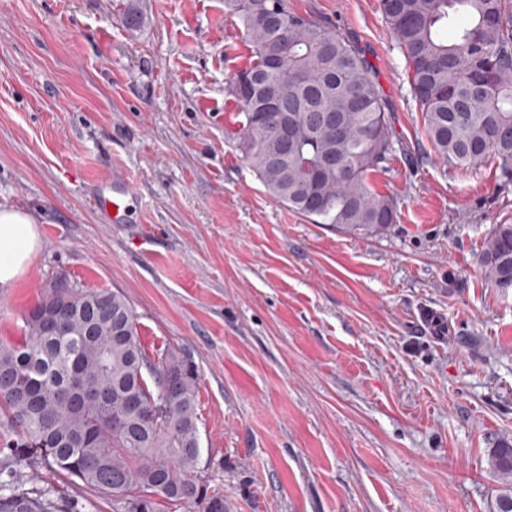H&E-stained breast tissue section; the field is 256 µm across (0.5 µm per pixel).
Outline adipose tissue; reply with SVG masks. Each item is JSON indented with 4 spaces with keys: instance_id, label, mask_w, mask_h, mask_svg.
Returning a JSON list of instances; mask_svg holds the SVG:
<instances>
[{
    "instance_id": "1",
    "label": "adipose tissue",
    "mask_w": 512,
    "mask_h": 512,
    "mask_svg": "<svg viewBox=\"0 0 512 512\" xmlns=\"http://www.w3.org/2000/svg\"><path fill=\"white\" fill-rule=\"evenodd\" d=\"M41 247L33 217L0 206V288L10 287L28 269Z\"/></svg>"
}]
</instances>
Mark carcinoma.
<instances>
[{
	"label": "carcinoma",
	"instance_id": "1",
	"mask_svg": "<svg viewBox=\"0 0 512 512\" xmlns=\"http://www.w3.org/2000/svg\"><path fill=\"white\" fill-rule=\"evenodd\" d=\"M277 2L278 28L266 21L272 0H224L251 49L229 86L241 107L244 160L270 196L312 222L382 234L398 203L371 177L402 142L369 65L348 39ZM380 10L436 157L471 173L492 161L512 183V0H380ZM451 23L458 33L450 42L443 30ZM257 76L261 95L242 98L236 85ZM266 98L288 104L286 155L278 118L261 111ZM322 112L336 114L339 130L322 126ZM482 265L492 287L512 288V224L488 230ZM47 311L63 332L44 331ZM75 364L106 403H66ZM198 384L181 352L149 358L124 294L56 279L25 315L24 340L0 341V512H81L52 483L26 487L21 473L40 468L111 499L112 512H159L163 503L212 512L224 495L197 471ZM489 466L512 478V440L490 449Z\"/></svg>",
	"mask_w": 512,
	"mask_h": 512
}]
</instances>
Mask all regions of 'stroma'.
Returning a JSON list of instances; mask_svg holds the SVG:
<instances>
[{"label": "stroma", "instance_id": "obj_1", "mask_svg": "<svg viewBox=\"0 0 512 512\" xmlns=\"http://www.w3.org/2000/svg\"><path fill=\"white\" fill-rule=\"evenodd\" d=\"M0 0V205L42 246L0 288L20 341L43 287L120 291L148 354L200 372L199 473L226 512H493L511 486L512 289L481 263L512 184L437 160L379 0H290L367 60L406 152L373 188L398 220L361 239L276 202L228 92L250 51L224 0ZM121 172L125 223L90 200ZM489 466L499 476L512 478V440L503 439L490 449Z\"/></svg>", "mask_w": 512, "mask_h": 512}]
</instances>
